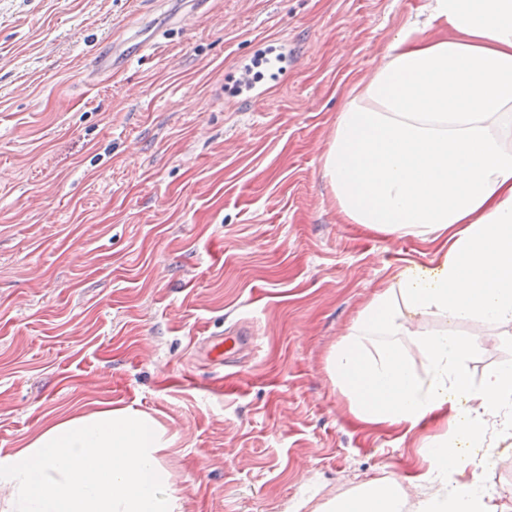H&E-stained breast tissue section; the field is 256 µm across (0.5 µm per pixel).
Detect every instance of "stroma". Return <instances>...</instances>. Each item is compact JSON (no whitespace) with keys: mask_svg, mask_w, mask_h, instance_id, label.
<instances>
[{"mask_svg":"<svg viewBox=\"0 0 512 512\" xmlns=\"http://www.w3.org/2000/svg\"><path fill=\"white\" fill-rule=\"evenodd\" d=\"M423 0H210L155 51L89 79L107 40L168 0H0V454L56 417L150 414L183 512H326L369 482L428 497L439 423L356 421L327 358L373 293L434 266L450 231L353 224L322 173L347 90ZM303 66L230 96L235 62L275 38ZM253 330L228 364L202 337ZM474 336L473 383L512 364V325ZM512 512V438L489 421Z\"/></svg>","mask_w":512,"mask_h":512,"instance_id":"1","label":"stroma"}]
</instances>
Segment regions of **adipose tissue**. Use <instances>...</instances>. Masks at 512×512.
<instances>
[{
    "instance_id": "adipose-tissue-1",
    "label": "adipose tissue",
    "mask_w": 512,
    "mask_h": 512,
    "mask_svg": "<svg viewBox=\"0 0 512 512\" xmlns=\"http://www.w3.org/2000/svg\"><path fill=\"white\" fill-rule=\"evenodd\" d=\"M424 12L350 89L323 175L353 223L401 237L462 230L436 266L403 268L373 294L328 369L364 423L411 430L451 418L425 458L435 492L417 512H491L479 480L455 475L488 468L489 418L512 430V364L477 388L466 365L474 337L422 338L417 368L398 339L431 316L512 325V0H428ZM168 446L162 425L121 407L60 418L0 457V482L16 487V512H178L158 458ZM400 505L398 484L371 483L335 512Z\"/></svg>"
}]
</instances>
